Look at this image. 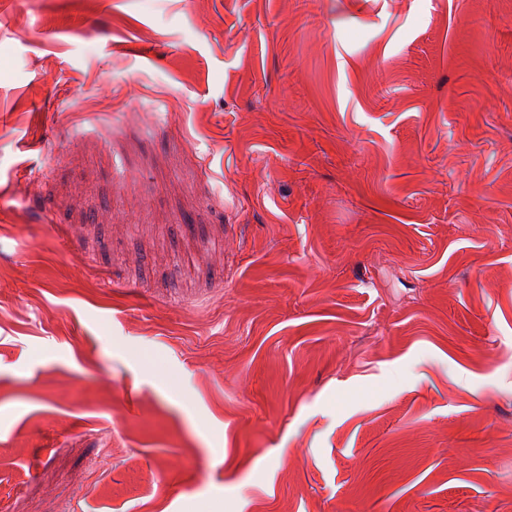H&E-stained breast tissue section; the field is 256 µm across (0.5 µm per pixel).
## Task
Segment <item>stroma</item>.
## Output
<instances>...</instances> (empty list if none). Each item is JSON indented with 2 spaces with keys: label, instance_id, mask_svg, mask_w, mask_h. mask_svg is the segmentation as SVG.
<instances>
[{
  "label": "stroma",
  "instance_id": "obj_1",
  "mask_svg": "<svg viewBox=\"0 0 512 512\" xmlns=\"http://www.w3.org/2000/svg\"><path fill=\"white\" fill-rule=\"evenodd\" d=\"M512 512V0H0V512Z\"/></svg>",
  "mask_w": 512,
  "mask_h": 512
}]
</instances>
